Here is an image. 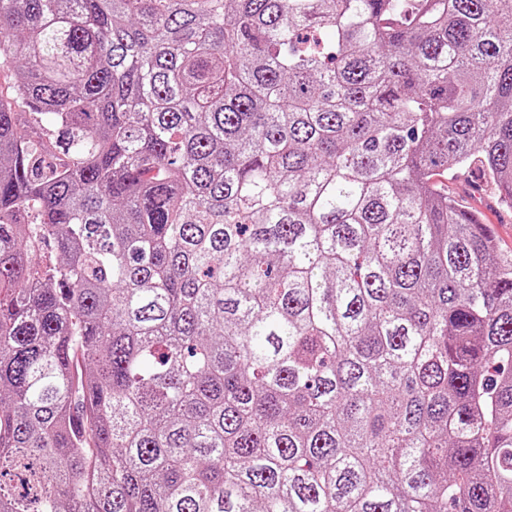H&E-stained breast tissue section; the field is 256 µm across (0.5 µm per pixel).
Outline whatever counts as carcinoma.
I'll use <instances>...</instances> for the list:
<instances>
[{
    "label": "carcinoma",
    "instance_id": "obj_1",
    "mask_svg": "<svg viewBox=\"0 0 512 512\" xmlns=\"http://www.w3.org/2000/svg\"><path fill=\"white\" fill-rule=\"evenodd\" d=\"M0 512H512V0H0ZM448 194L455 196L464 206L481 213L497 238L499 250L512 254V209H504L498 199L496 186L485 175L479 164L448 171L437 178Z\"/></svg>",
    "mask_w": 512,
    "mask_h": 512
}]
</instances>
